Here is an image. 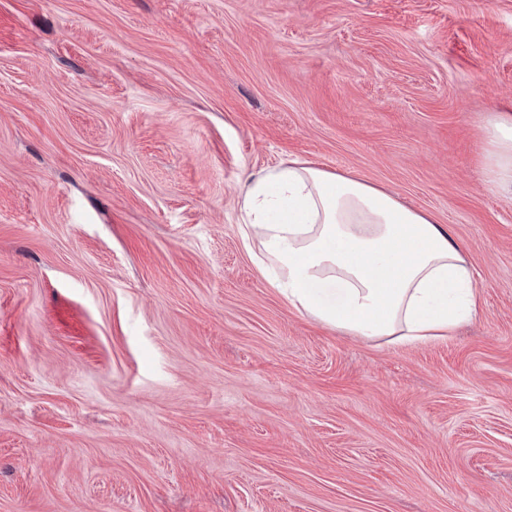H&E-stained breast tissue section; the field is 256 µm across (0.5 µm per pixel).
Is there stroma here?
Segmentation results:
<instances>
[{
    "mask_svg": "<svg viewBox=\"0 0 512 512\" xmlns=\"http://www.w3.org/2000/svg\"><path fill=\"white\" fill-rule=\"evenodd\" d=\"M512 0H0V512H512ZM299 159L467 247L476 319L290 307L239 232ZM484 167L492 191L512 196V114L496 112L483 126Z\"/></svg>",
    "mask_w": 512,
    "mask_h": 512,
    "instance_id": "stroma-1",
    "label": "stroma"
}]
</instances>
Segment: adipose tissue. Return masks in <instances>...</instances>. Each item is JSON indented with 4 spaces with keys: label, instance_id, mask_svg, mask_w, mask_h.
<instances>
[{
    "label": "adipose tissue",
    "instance_id": "obj_1",
    "mask_svg": "<svg viewBox=\"0 0 512 512\" xmlns=\"http://www.w3.org/2000/svg\"><path fill=\"white\" fill-rule=\"evenodd\" d=\"M483 139L490 189L512 196V114L487 117ZM240 205L265 280L327 329L416 343L478 313L463 245L393 190L291 159L254 176Z\"/></svg>",
    "mask_w": 512,
    "mask_h": 512
}]
</instances>
